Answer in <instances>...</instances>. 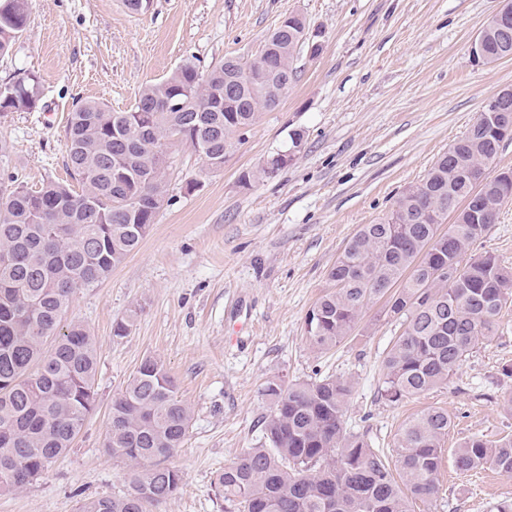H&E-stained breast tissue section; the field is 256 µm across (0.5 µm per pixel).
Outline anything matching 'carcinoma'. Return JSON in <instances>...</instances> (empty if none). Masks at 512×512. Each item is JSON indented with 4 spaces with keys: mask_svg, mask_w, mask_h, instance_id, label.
Returning <instances> with one entry per match:
<instances>
[{
    "mask_svg": "<svg viewBox=\"0 0 512 512\" xmlns=\"http://www.w3.org/2000/svg\"><path fill=\"white\" fill-rule=\"evenodd\" d=\"M28 0H0V55L26 29ZM507 24L509 35L498 28ZM484 63L512 57V0L481 30ZM290 25L274 30L251 61L226 57L204 73L191 61L142 89L125 112L88 100L65 128L67 163L78 187L48 181L37 190L8 178L0 191V493L24 490L65 453L95 409L97 340L80 322L63 323L76 292L94 288L130 256L166 198L168 146L190 144L210 170L224 168L236 134L276 108L295 77L306 41ZM261 73L253 81L246 71ZM239 83L238 104L224 83ZM35 75L0 84V115L31 111ZM486 107L388 218L363 224L328 272L332 290L305 318L317 352L352 335L376 297L401 333L382 361L380 398L391 405L448 381L512 301V271L471 245L512 201V169H494L512 140V111ZM453 216V223L441 229ZM354 383L325 376L267 381L270 411L257 446L216 475L225 512H409V499L439 493L451 418L430 408L409 419L395 461L345 427ZM164 363L145 358L112 399L104 448L129 466L130 490L88 499L79 512H155L182 486L166 461L192 419ZM456 470L490 467L512 475V435L471 438L453 451Z\"/></svg>",
    "mask_w": 512,
    "mask_h": 512,
    "instance_id": "cac0c4a2",
    "label": "carcinoma"
}]
</instances>
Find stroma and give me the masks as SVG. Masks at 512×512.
I'll return each mask as SVG.
<instances>
[{
    "label": "stroma",
    "instance_id": "35a3bbf8",
    "mask_svg": "<svg viewBox=\"0 0 512 512\" xmlns=\"http://www.w3.org/2000/svg\"><path fill=\"white\" fill-rule=\"evenodd\" d=\"M501 0H30L27 29L0 57V84L41 80L33 111L0 117L12 145L0 179L31 188L69 181L65 125L76 104L130 108L148 84L184 60L202 69L225 57L249 61L291 14L318 31L317 54L301 51L295 80L274 110L242 131L223 169H206L193 148H172L167 202L139 249L94 288L79 290L68 318L98 341L96 409L82 434L28 487L0 495V512H77L82 500L130 489L126 465L104 450L112 398L141 361L161 358L193 409L172 462L181 490L160 512H224L217 473L254 447L269 403L268 380L333 375L354 390L346 429L391 453L403 423L430 407L448 411L445 442L512 435V303L496 333L447 386L397 406L378 397L382 360L398 331L384 303H369L360 327L335 348L313 352L305 317L330 291L327 278L360 225L390 214L463 136L489 100L512 88V59L474 61L471 41ZM284 152L288 163L245 186L242 173ZM494 252L512 268V202L471 254ZM134 314L130 334L114 320ZM440 491L413 512H497L512 500V476L468 473L444 462Z\"/></svg>",
    "mask_w": 512,
    "mask_h": 512
}]
</instances>
